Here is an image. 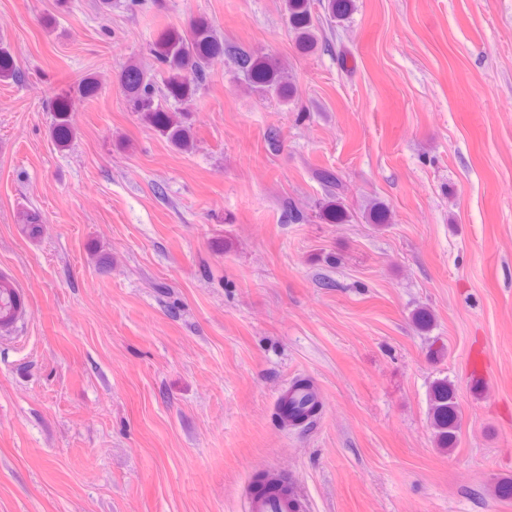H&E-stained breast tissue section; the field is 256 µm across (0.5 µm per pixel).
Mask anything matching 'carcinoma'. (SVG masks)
Wrapping results in <instances>:
<instances>
[{
	"label": "carcinoma",
	"instance_id": "carcinoma-1",
	"mask_svg": "<svg viewBox=\"0 0 512 512\" xmlns=\"http://www.w3.org/2000/svg\"><path fill=\"white\" fill-rule=\"evenodd\" d=\"M288 20L296 29H306L311 23L310 0H287ZM224 52V43L218 41L210 27L192 23L183 34L168 37L158 54L159 62L169 76L165 86L147 76L137 65L125 66L118 76L122 90L130 96L141 111L143 119L159 130L175 146L185 151L195 147L190 127L173 119L172 102L182 100L190 92V85L199 86L209 78L210 60ZM237 64L253 85L262 92L276 91L287 84L288 75L276 66L255 61L244 52H237ZM0 78L21 79L14 68L7 49L0 47ZM297 395L288 400V418L291 423H302L314 418L319 403L310 384L302 379L293 382ZM431 427L442 448H452L459 425V412L452 384L438 381L430 398Z\"/></svg>",
	"mask_w": 512,
	"mask_h": 512
}]
</instances>
